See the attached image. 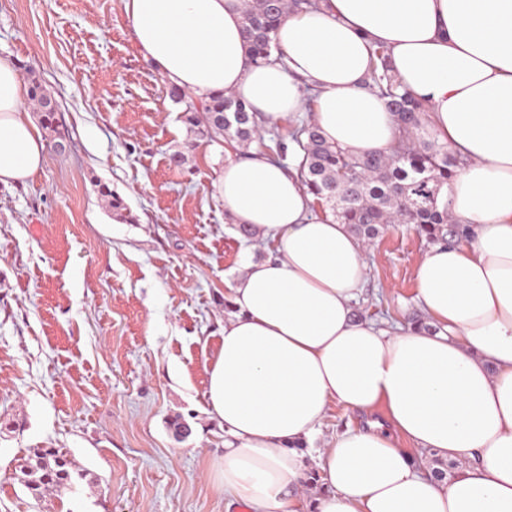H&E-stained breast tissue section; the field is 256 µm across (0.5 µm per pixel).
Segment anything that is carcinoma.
Here are the masks:
<instances>
[{
	"mask_svg": "<svg viewBox=\"0 0 512 512\" xmlns=\"http://www.w3.org/2000/svg\"><path fill=\"white\" fill-rule=\"evenodd\" d=\"M312 0H246L244 9L245 51L249 60L260 63L280 51L275 33L287 13L307 10ZM372 86L387 99L401 136L392 150L362 156L329 145L315 123L295 128L292 139L302 156L301 175L316 200L331 206L336 221L349 225L361 240L369 241L389 224H412L418 234L432 242L447 241L464 230L448 226V208L441 204L444 189L456 175L458 160L422 134L423 106L391 73L388 53L378 45L371 50ZM168 95L184 105L183 122L194 132L212 140L227 138L242 146L251 144L259 132L255 115L247 105L228 93H215L194 102L177 86ZM29 97L41 113L43 126L59 134L56 101L36 78L30 79ZM101 195L120 218L125 205L107 185ZM33 495L49 487L72 484V463L56 448H34L18 475Z\"/></svg>",
	"mask_w": 512,
	"mask_h": 512,
	"instance_id": "carcinoma-1",
	"label": "carcinoma"
}]
</instances>
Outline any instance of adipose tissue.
Returning <instances> with one entry per match:
<instances>
[{"mask_svg": "<svg viewBox=\"0 0 512 512\" xmlns=\"http://www.w3.org/2000/svg\"><path fill=\"white\" fill-rule=\"evenodd\" d=\"M245 0H124L142 55L198 97L227 91L266 127L312 111L323 138L356 155L389 151L398 128L370 85L384 46L424 107L431 138L463 159L444 195L465 232L415 271L425 324L378 327L353 309L363 243L314 216L304 182L259 151L228 158L224 214L275 254L246 260L224 297L208 401L224 426L213 477L250 512H512V0H318L289 14L282 57L253 64ZM13 62L0 57V183L34 175L43 144ZM384 409L386 424L336 434L309 481L304 443L332 406ZM464 462L454 481L395 443Z\"/></svg>", "mask_w": 512, "mask_h": 512, "instance_id": "1", "label": "adipose tissue"}]
</instances>
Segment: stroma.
I'll return each mask as SVG.
<instances>
[{"label":"stroma","instance_id":"1","mask_svg":"<svg viewBox=\"0 0 512 512\" xmlns=\"http://www.w3.org/2000/svg\"><path fill=\"white\" fill-rule=\"evenodd\" d=\"M0 56L56 99L64 143L43 136L38 172L0 184V512H248L211 477L224 428L206 398L224 295L245 258L274 253L224 217V161L242 146L190 131L123 0H0ZM428 248L413 225L386 226L356 312L382 327L421 318ZM383 418L333 407L308 463ZM33 448L65 452L74 485L32 495L18 474Z\"/></svg>","mask_w":512,"mask_h":512}]
</instances>
